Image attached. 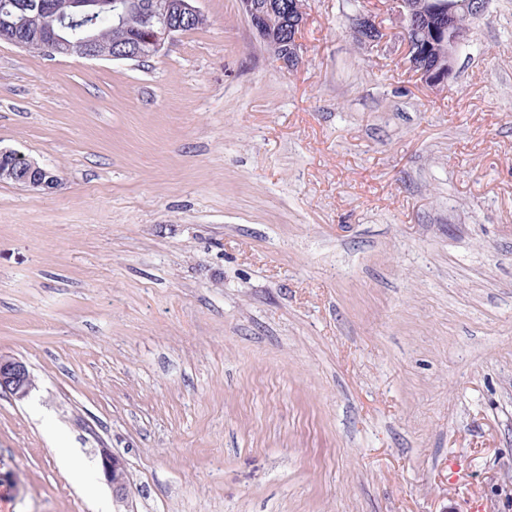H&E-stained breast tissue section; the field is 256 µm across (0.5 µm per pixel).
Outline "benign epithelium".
Here are the masks:
<instances>
[{
	"mask_svg": "<svg viewBox=\"0 0 512 512\" xmlns=\"http://www.w3.org/2000/svg\"><path fill=\"white\" fill-rule=\"evenodd\" d=\"M198 0H162L141 17L140 38L134 41L103 43L94 32H88L72 40L63 36L65 28L73 21L76 13L108 14L112 16L113 27L122 29L128 18L139 10L138 0H13L0 17V39L29 50L31 45L45 47V52L55 55L64 52L68 56L86 59H112L142 61L160 52L165 43L181 32L186 24L202 15ZM243 15L252 30L267 47L268 51L283 65L300 63L302 31L306 23L304 2L290 7V28L284 34L278 29L277 18L282 12L278 0H239ZM402 31L403 51L413 59V46L427 42L432 48L448 44L447 56L441 64L429 71H415L420 81L430 87L443 84L453 74V64L459 49L465 45L468 35L457 31L448 33L453 24L454 14L468 3L459 2L443 6L430 3L417 8L413 0H389ZM357 29L368 33L364 45L372 48L384 37L382 19L371 11L357 15ZM15 155L11 150L0 149V181L11 178L25 183V186L40 192H53L60 187L58 175L37 162L27 159L23 167L3 161V157ZM34 389V382L27 365L11 356L0 355V390L17 400L28 398ZM100 464L106 482L112 487V494L119 501L128 494L126 466L122 458L105 448L100 452Z\"/></svg>",
	"mask_w": 512,
	"mask_h": 512,
	"instance_id": "7a95c632",
	"label": "benign epithelium"
}]
</instances>
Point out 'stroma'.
Listing matches in <instances>:
<instances>
[{"label": "stroma", "instance_id": "35a3bbf8", "mask_svg": "<svg viewBox=\"0 0 512 512\" xmlns=\"http://www.w3.org/2000/svg\"><path fill=\"white\" fill-rule=\"evenodd\" d=\"M198 6L144 62L0 42V148L62 181L0 182L35 381L0 512H512V0L440 88L393 19L356 41L362 0H307L293 68ZM100 464L106 482L112 487L116 500L123 501L128 494L126 466L122 458L105 448L100 452Z\"/></svg>", "mask_w": 512, "mask_h": 512}]
</instances>
